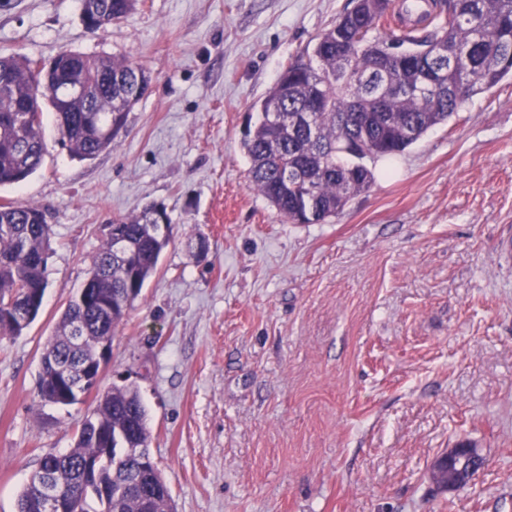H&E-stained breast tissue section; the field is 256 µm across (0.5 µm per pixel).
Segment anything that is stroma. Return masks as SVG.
<instances>
[{"label":"stroma","mask_w":512,"mask_h":512,"mask_svg":"<svg viewBox=\"0 0 512 512\" xmlns=\"http://www.w3.org/2000/svg\"><path fill=\"white\" fill-rule=\"evenodd\" d=\"M351 7L139 0L96 36L80 0L0 7V55L127 56L151 75L125 132L88 161L46 109L41 168L0 188V204H37L51 226L42 310L0 334V512L126 384L175 512H512V78L372 162L371 189L325 223H288L248 180L254 104ZM151 203L174 239L96 387L41 401L44 347L110 219ZM464 439L484 467L436 491L431 463Z\"/></svg>","instance_id":"obj_1"}]
</instances>
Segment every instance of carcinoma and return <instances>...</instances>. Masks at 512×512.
Instances as JSON below:
<instances>
[{"mask_svg":"<svg viewBox=\"0 0 512 512\" xmlns=\"http://www.w3.org/2000/svg\"><path fill=\"white\" fill-rule=\"evenodd\" d=\"M84 20L95 34L126 19L137 0H93ZM439 12L423 34L408 28L379 33L388 24L390 0H355L353 8L292 59L256 104L258 118L243 140L253 189L290 224H322L349 200L370 189L374 174L364 160L404 152L430 129L448 123L467 98L485 93L512 76V0H433ZM457 50L456 62L435 57L443 43ZM415 53L385 70L375 57L392 45ZM434 74L435 91L427 80ZM84 76L87 90L66 101V79ZM146 69L126 57L60 51L47 64L24 55H0V187L36 173L43 161V103L55 113L70 154L92 160L126 129L128 113L147 93ZM465 86L462 97L453 88ZM122 253L107 238L93 257L80 291L69 301L42 357L66 364L95 362L102 339H112L128 307L141 294L169 245L171 223L148 220L147 210L114 217ZM50 226L39 206L0 204V333L18 336L41 312L48 282ZM42 401L57 403L54 380L39 372ZM125 434L142 449L115 468L86 469L88 461ZM151 432L139 391L132 385L105 392L78 429L75 445L42 458L39 471L70 491L104 484L115 502L100 512H173L168 486L151 465ZM35 479L23 487L17 512H40Z\"/></svg>","mask_w":512,"mask_h":512,"instance_id":"carcinoma-1","label":"carcinoma"}]
</instances>
